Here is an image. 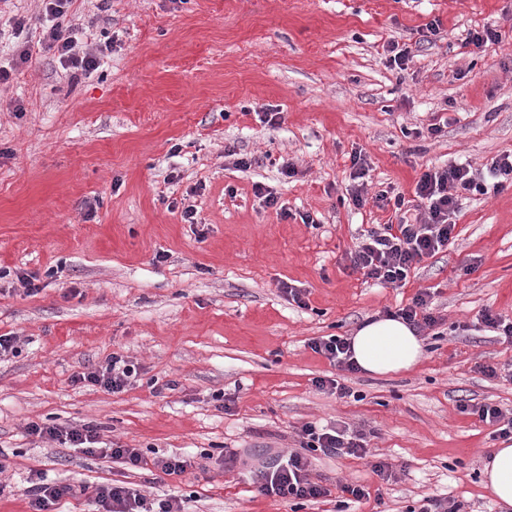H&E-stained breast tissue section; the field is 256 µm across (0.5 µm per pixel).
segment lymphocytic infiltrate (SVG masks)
Segmentation results:
<instances>
[{
    "mask_svg": "<svg viewBox=\"0 0 512 512\" xmlns=\"http://www.w3.org/2000/svg\"><path fill=\"white\" fill-rule=\"evenodd\" d=\"M44 4L43 38L41 51L54 52L62 68L70 74H84L95 70L99 58L93 50L82 48L77 32L66 22L72 0H42ZM512 186V155L505 154L492 160L483 170L465 165L432 167L422 172L413 199L403 194L388 196L379 193L377 207L392 206L395 222L383 231L369 230L361 234L346 253L353 271L386 288L404 287L412 270L425 259L447 249L456 228L452 217L457 213L459 199L468 194H486ZM138 370L131 361L116 355L106 366L74 375L77 384H90L112 393L131 386ZM29 436L51 439L90 455L109 457L129 467L143 465L140 449L119 444L100 446L97 428L91 424L76 426H46L29 423ZM300 451L288 452L284 462L268 471L259 472L254 485L258 494L269 497L292 498L302 502L329 496L330 491L314 481L310 474V453L326 456L363 457L368 453L366 435L360 430H349L334 424L302 426ZM87 488L69 482H46L44 477L32 479L25 490L28 512H61L69 499L85 494ZM95 512H186L182 496L169 494L148 501L144 495L123 483L98 485L93 491Z\"/></svg>",
    "mask_w": 512,
    "mask_h": 512,
    "instance_id": "obj_1",
    "label": "lymphocytic infiltrate"
}]
</instances>
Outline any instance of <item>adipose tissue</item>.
Here are the masks:
<instances>
[{"instance_id":"adipose-tissue-1","label":"adipose tissue","mask_w":512,"mask_h":512,"mask_svg":"<svg viewBox=\"0 0 512 512\" xmlns=\"http://www.w3.org/2000/svg\"><path fill=\"white\" fill-rule=\"evenodd\" d=\"M353 359L372 376L411 370L422 356L419 337L405 322L392 316L368 318L351 338ZM483 484L500 512H512V444H502L484 459Z\"/></svg>"}]
</instances>
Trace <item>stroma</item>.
<instances>
[{
  "mask_svg": "<svg viewBox=\"0 0 512 512\" xmlns=\"http://www.w3.org/2000/svg\"><path fill=\"white\" fill-rule=\"evenodd\" d=\"M16 15L27 19L18 35ZM41 16L40 0L0 10V335L19 349L0 359V512H28L36 471L90 487L118 480L150 498L175 490L188 512H336L347 483L368 491L347 512H416L440 495L459 512H498L481 470L501 439L469 408L512 418V342L476 321L487 310L512 322V187L460 200L453 244L405 287L375 284L344 255L392 216L378 192L409 198L427 168L512 154V0H72L71 25L112 44L73 79L48 53L20 62ZM434 20L440 34L422 41ZM486 27L499 43L466 44ZM393 43L411 50L404 68L387 63ZM287 160L295 177L281 172ZM423 289L441 335L421 333L411 371L343 374L311 349ZM115 355L140 368L127 390L73 383ZM339 376L348 396L315 386ZM33 421L94 424L147 463L32 438ZM309 422L364 431L369 456L316 454L311 476L330 494L303 508L258 495L252 464L299 450ZM235 454L250 468L225 470ZM170 455L189 467L153 468ZM377 460L389 480L373 473Z\"/></svg>",
  "mask_w": 512,
  "mask_h": 512,
  "instance_id": "35a3bbf8",
  "label": "stroma"
}]
</instances>
